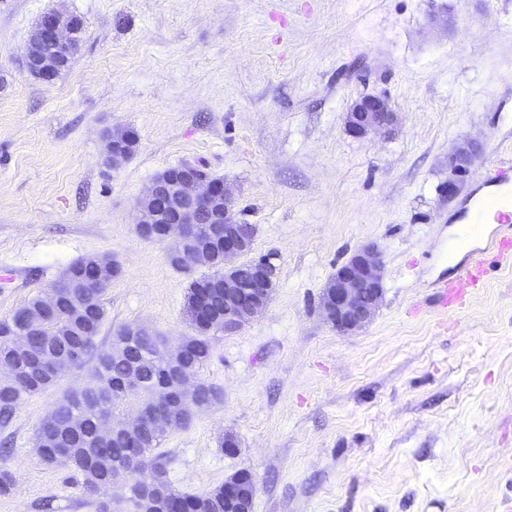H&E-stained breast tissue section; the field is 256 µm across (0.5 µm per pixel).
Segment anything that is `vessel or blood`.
I'll use <instances>...</instances> for the list:
<instances>
[{"label": "vessel or blood", "mask_w": 512, "mask_h": 512, "mask_svg": "<svg viewBox=\"0 0 512 512\" xmlns=\"http://www.w3.org/2000/svg\"><path fill=\"white\" fill-rule=\"evenodd\" d=\"M484 182L497 193L512 191V159L487 168ZM476 205L486 223L492 224L493 231L484 246L472 249L467 260L456 267L453 277L435 281V305L443 313L462 307L469 294L482 286L486 275L485 255L512 263V204L501 206L482 198Z\"/></svg>", "instance_id": "obj_1"}]
</instances>
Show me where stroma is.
I'll use <instances>...</instances> for the list:
<instances>
[{
  "instance_id": "obj_1",
  "label": "stroma",
  "mask_w": 512,
  "mask_h": 512,
  "mask_svg": "<svg viewBox=\"0 0 512 512\" xmlns=\"http://www.w3.org/2000/svg\"><path fill=\"white\" fill-rule=\"evenodd\" d=\"M84 33L59 77L24 67L46 13ZM387 95L391 137H352L360 96ZM136 144L106 167L108 133ZM482 154L455 198L448 155ZM512 158V0H0V319L75 260L106 255L99 337L141 327L177 344L189 274L137 232L155 176L183 163L232 189L253 256L275 267L267 307L212 339L197 375L220 399L166 436L184 493L256 479L253 512H512V264L445 315L431 285L490 164ZM383 251L374 319L341 334L318 302L358 247ZM72 370L0 427L11 485L0 512H95L74 470L44 463L34 432ZM238 441L235 454L221 446Z\"/></svg>"
}]
</instances>
